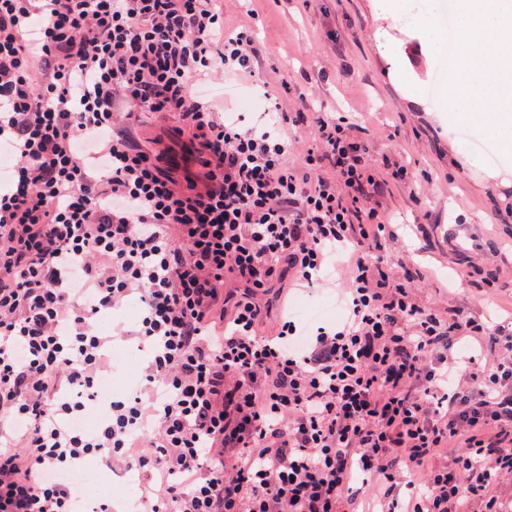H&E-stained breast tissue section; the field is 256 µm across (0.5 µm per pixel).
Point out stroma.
<instances>
[{"instance_id": "stroma-1", "label": "stroma", "mask_w": 512, "mask_h": 512, "mask_svg": "<svg viewBox=\"0 0 512 512\" xmlns=\"http://www.w3.org/2000/svg\"><path fill=\"white\" fill-rule=\"evenodd\" d=\"M413 0H223L228 27L247 25L257 32L253 61L257 79L279 87L289 76L293 94L284 109L297 108V92L313 104L347 113L353 133L366 139L373 158L410 170V184H392L383 203L399 223L397 237H386L378 255L392 266L405 264L426 273L419 288L422 306L453 309L485 319L512 314V142L485 137L477 153L464 130L479 126L478 116L460 119L449 112L446 94H426L434 81L432 57L447 47L423 25L409 21ZM207 94L224 98L226 121L251 117L261 96L236 81L215 83ZM174 114L146 115L134 122V135L148 151L167 150L171 163L198 173L189 139L171 131ZM473 262L499 276L489 302L460 273ZM112 350L122 397L142 376L146 351L135 342L115 341ZM92 505L126 506L142 477L122 464L97 469Z\"/></svg>"}]
</instances>
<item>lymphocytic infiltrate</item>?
Segmentation results:
<instances>
[{
    "label": "lymphocytic infiltrate",
    "instance_id": "f902f5d3",
    "mask_svg": "<svg viewBox=\"0 0 512 512\" xmlns=\"http://www.w3.org/2000/svg\"><path fill=\"white\" fill-rule=\"evenodd\" d=\"M255 54L217 0H0V512H77L92 457L145 473L143 512H358V473L386 512H501L512 325L421 306L423 274L376 257L408 168L379 173L347 116L317 113L295 167L305 109L221 120L199 85ZM143 112L178 114L203 180L119 134ZM333 283L346 317L305 337L260 302ZM132 298L134 329L101 335ZM116 337L151 352L121 400L98 391Z\"/></svg>",
    "mask_w": 512,
    "mask_h": 512
}]
</instances>
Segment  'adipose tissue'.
<instances>
[{
  "instance_id": "obj_1",
  "label": "adipose tissue",
  "mask_w": 512,
  "mask_h": 512,
  "mask_svg": "<svg viewBox=\"0 0 512 512\" xmlns=\"http://www.w3.org/2000/svg\"><path fill=\"white\" fill-rule=\"evenodd\" d=\"M458 83L452 89V106L466 116L473 101L482 99L490 107L482 122L499 135H512V54L504 45L512 43V0H460Z\"/></svg>"
}]
</instances>
